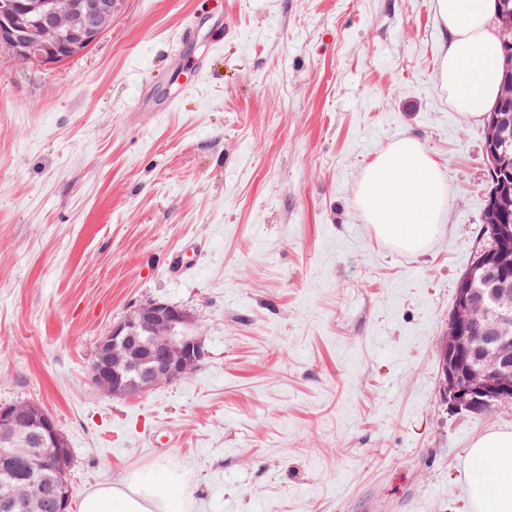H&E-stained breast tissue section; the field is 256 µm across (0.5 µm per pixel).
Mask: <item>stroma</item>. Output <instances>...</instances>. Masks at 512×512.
I'll use <instances>...</instances> for the list:
<instances>
[{"label": "stroma", "instance_id": "35a3bbf8", "mask_svg": "<svg viewBox=\"0 0 512 512\" xmlns=\"http://www.w3.org/2000/svg\"><path fill=\"white\" fill-rule=\"evenodd\" d=\"M434 2L118 0L58 66L0 46V407L54 416L73 501L166 469L185 512H475L467 450L512 431V404L445 393L487 184L484 126L437 79ZM403 137L445 183L421 253L357 202ZM150 301L193 312L209 356L103 396L97 341Z\"/></svg>", "mask_w": 512, "mask_h": 512}]
</instances>
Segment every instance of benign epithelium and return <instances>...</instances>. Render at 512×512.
I'll list each match as a JSON object with an SVG mask.
<instances>
[{"mask_svg":"<svg viewBox=\"0 0 512 512\" xmlns=\"http://www.w3.org/2000/svg\"><path fill=\"white\" fill-rule=\"evenodd\" d=\"M113 8L114 0H0V42L21 63L57 66L97 40ZM506 129V118L497 119L496 135L483 145L488 175L494 178ZM477 279L491 286L497 316L490 328L480 327L489 310L471 288ZM207 355L196 316L177 305L150 302L100 337L89 376L104 396L131 399L187 377ZM442 355L448 401L457 409L512 401V279L492 252L461 279ZM0 428L5 435L20 436L34 429L39 464L66 463L67 442L53 415L40 406L30 407L25 416L15 406L0 407Z\"/></svg>","mask_w":512,"mask_h":512,"instance_id":"7a95c632","label":"benign epithelium"}]
</instances>
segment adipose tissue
<instances>
[{"label": "adipose tissue", "instance_id": "ef3b65f1", "mask_svg": "<svg viewBox=\"0 0 512 512\" xmlns=\"http://www.w3.org/2000/svg\"><path fill=\"white\" fill-rule=\"evenodd\" d=\"M450 35L438 78L459 116L483 120L499 96L496 63L500 37L491 29V0H435ZM358 202L377 235L412 253L425 250L446 196L441 172L409 137L394 143L364 171ZM472 465L468 494L477 512H512V431L491 430L467 450ZM181 481L154 470L119 482L98 483L85 493L79 512H183Z\"/></svg>", "mask_w": 512, "mask_h": 512}]
</instances>
